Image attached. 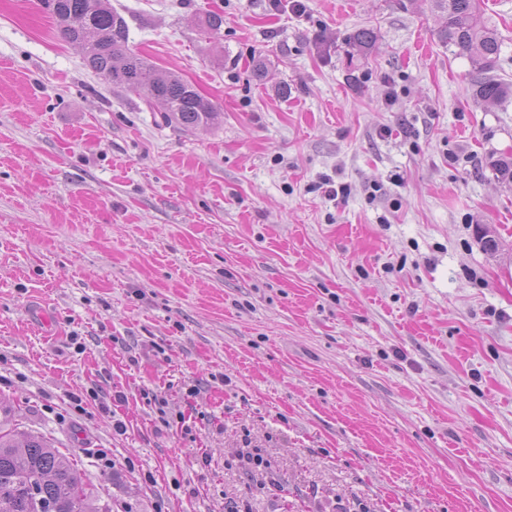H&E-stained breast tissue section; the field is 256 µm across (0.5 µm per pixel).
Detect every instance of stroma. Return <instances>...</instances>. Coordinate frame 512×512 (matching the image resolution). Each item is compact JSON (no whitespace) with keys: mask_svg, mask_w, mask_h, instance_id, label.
I'll return each mask as SVG.
<instances>
[{"mask_svg":"<svg viewBox=\"0 0 512 512\" xmlns=\"http://www.w3.org/2000/svg\"><path fill=\"white\" fill-rule=\"evenodd\" d=\"M32 2L0 0V418L111 512H512V96L476 93L512 0L488 73L428 0H110L196 129Z\"/></svg>","mask_w":512,"mask_h":512,"instance_id":"1","label":"stroma"}]
</instances>
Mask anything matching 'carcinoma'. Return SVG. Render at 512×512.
<instances>
[{"instance_id": "cac0c4a2", "label": "carcinoma", "mask_w": 512, "mask_h": 512, "mask_svg": "<svg viewBox=\"0 0 512 512\" xmlns=\"http://www.w3.org/2000/svg\"><path fill=\"white\" fill-rule=\"evenodd\" d=\"M61 38L80 47L86 64L113 85L143 91L148 103L161 106V117L188 128L210 126L216 106L181 77L160 70L128 46L125 19L110 0H42ZM444 19L438 38L458 53L478 59L483 69L494 68L500 53L496 30L482 16L481 0H429ZM512 89L491 79L479 82L477 93L499 100ZM0 512H110L84 487L74 460L40 436L24 443L13 428L0 421Z\"/></svg>"}]
</instances>
